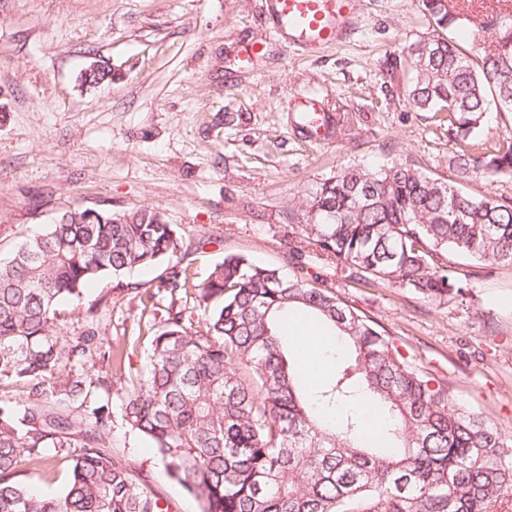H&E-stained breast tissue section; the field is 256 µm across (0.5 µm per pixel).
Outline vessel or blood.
Masks as SVG:
<instances>
[{
  "label": "vessel or blood",
  "mask_w": 512,
  "mask_h": 512,
  "mask_svg": "<svg viewBox=\"0 0 512 512\" xmlns=\"http://www.w3.org/2000/svg\"><path fill=\"white\" fill-rule=\"evenodd\" d=\"M357 9V0H266L265 10L271 31L288 43L315 50L335 45ZM302 109L312 120L308 132L316 138L327 133L324 105L317 99L306 100Z\"/></svg>",
  "instance_id": "obj_1"
}]
</instances>
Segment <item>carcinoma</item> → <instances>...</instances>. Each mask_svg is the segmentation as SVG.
<instances>
[{
  "instance_id": "cac0c4a2",
  "label": "carcinoma",
  "mask_w": 512,
  "mask_h": 512,
  "mask_svg": "<svg viewBox=\"0 0 512 512\" xmlns=\"http://www.w3.org/2000/svg\"><path fill=\"white\" fill-rule=\"evenodd\" d=\"M421 8L434 31L411 48L408 101L448 113L454 178L402 159L347 167L306 193L290 218L350 279L441 300L466 288L450 254L512 266V197L466 189L512 178V140L480 139L490 108L512 112V12L470 17L451 0ZM461 21L497 38L470 58L448 37ZM187 250L154 212L85 209L29 235L0 266V386L26 389L21 402L0 401V512H170L113 451L106 379L56 380L89 352L101 303L85 310L87 333L63 343L55 316L94 282ZM160 287L194 291L210 307L205 328L168 315L146 378L128 379L122 417L199 512H494L512 484V437L459 405L395 337L328 290L240 254L224 256L202 288L187 265L171 267ZM292 312L344 347L332 378L316 387L287 347ZM51 450L70 458L61 494L32 486Z\"/></svg>"
}]
</instances>
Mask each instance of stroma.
I'll list each match as a JSON object with an SVG mask.
<instances>
[{
  "instance_id": "obj_1",
  "label": "stroma",
  "mask_w": 512,
  "mask_h": 512,
  "mask_svg": "<svg viewBox=\"0 0 512 512\" xmlns=\"http://www.w3.org/2000/svg\"><path fill=\"white\" fill-rule=\"evenodd\" d=\"M430 33L419 0H361L346 39L313 52L270 37L262 0H0V265L63 212L149 209L189 243L181 262L198 283L225 255L244 254L329 289L392 333L456 402L512 435V266L450 256L469 285L461 302L356 283L309 248L301 265L289 261L303 240L290 209L337 169L408 159L452 178L453 142L437 115L409 105L410 74L393 65ZM256 41L261 54L241 59ZM100 60L111 81L83 85ZM297 94L319 96L343 117L341 131L320 142L298 129ZM95 301L98 344L60 375L109 379L113 448L171 512H198L127 431L121 405L127 378L147 372L149 327L173 308L193 323L203 310L194 295L161 288L144 312L107 278L58 306L59 336L84 334Z\"/></svg>"
}]
</instances>
